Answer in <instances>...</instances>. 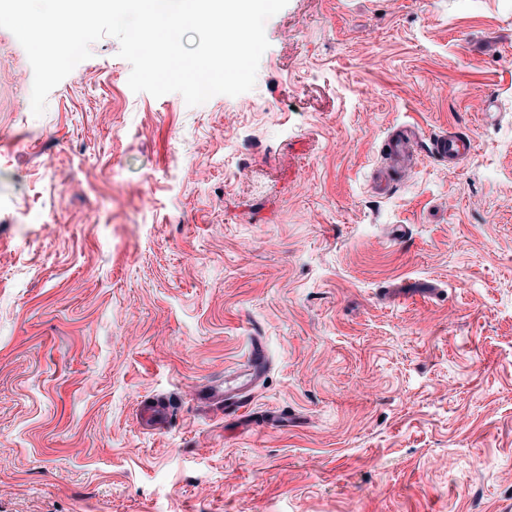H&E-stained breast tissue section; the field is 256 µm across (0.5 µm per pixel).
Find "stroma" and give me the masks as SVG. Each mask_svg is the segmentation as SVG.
I'll return each mask as SVG.
<instances>
[{"label":"stroma","mask_w":512,"mask_h":512,"mask_svg":"<svg viewBox=\"0 0 512 512\" xmlns=\"http://www.w3.org/2000/svg\"><path fill=\"white\" fill-rule=\"evenodd\" d=\"M265 33L254 88L194 107L102 38L37 117L0 28V512L512 505V0H288ZM254 336L248 409L198 402ZM418 139L416 130L410 125L402 126L388 136L385 143L387 159L398 161L409 153L411 146ZM431 150L436 155L454 162L460 157L470 156L474 150V142L468 135L452 131L436 134L430 137Z\"/></svg>","instance_id":"stroma-1"}]
</instances>
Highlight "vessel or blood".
Instances as JSON below:
<instances>
[{"label": "vessel or blood", "mask_w": 512, "mask_h": 512, "mask_svg": "<svg viewBox=\"0 0 512 512\" xmlns=\"http://www.w3.org/2000/svg\"><path fill=\"white\" fill-rule=\"evenodd\" d=\"M418 139L414 127L405 125L388 136L385 153L388 159L397 161L409 153ZM431 150L436 155L455 161L471 155L474 142L470 136L456 131H448L430 137ZM270 365L269 352L261 337H252L245 361L235 371L225 374L219 385L202 387L199 397L202 400L223 404L225 411L235 412L246 409L253 397V390Z\"/></svg>", "instance_id": "b4317fda"}]
</instances>
